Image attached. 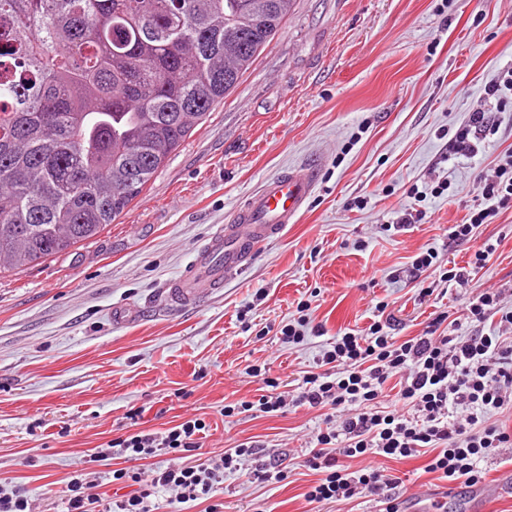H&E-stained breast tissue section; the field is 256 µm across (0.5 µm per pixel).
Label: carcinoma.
I'll return each instance as SVG.
<instances>
[{
    "mask_svg": "<svg viewBox=\"0 0 512 512\" xmlns=\"http://www.w3.org/2000/svg\"><path fill=\"white\" fill-rule=\"evenodd\" d=\"M293 0H0V271L115 223Z\"/></svg>",
    "mask_w": 512,
    "mask_h": 512,
    "instance_id": "cac0c4a2",
    "label": "carcinoma"
}]
</instances>
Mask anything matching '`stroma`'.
Here are the masks:
<instances>
[{"label":"stroma","instance_id":"stroma-1","mask_svg":"<svg viewBox=\"0 0 512 512\" xmlns=\"http://www.w3.org/2000/svg\"><path fill=\"white\" fill-rule=\"evenodd\" d=\"M512 68V0H294L292 13L233 90L192 131L120 222L69 253L0 273V487L21 486L41 512H58L72 471L112 440L204 419L207 461L245 442L285 460L282 481L257 483L250 463L225 478L223 512H306L320 477L305 460L325 426L305 406L268 416L225 406L254 398L260 378L294 386L315 370L326 340L362 331L386 303L393 336L422 334L441 312L465 321L483 288L512 293V208L481 225L496 250L468 285L437 271L414 275L427 248L441 266L467 264L474 243L449 237L476 205L475 177L512 152V110L492 111L493 132L472 159L449 158L448 141L483 105L484 87ZM317 166L308 207L258 244L250 264L221 290L186 306L164 288L188 265L210 228L268 179ZM447 182L445 196L429 194ZM416 187L428 197H406ZM422 221L394 230L405 209ZM431 288L421 297V288ZM310 301L297 345L277 330ZM132 318L114 323L112 310ZM249 309L248 324L238 313ZM431 453L359 457L401 477L410 492L437 493ZM482 483H459L426 508L400 497V512H512V447L481 463Z\"/></svg>","mask_w":512,"mask_h":512}]
</instances>
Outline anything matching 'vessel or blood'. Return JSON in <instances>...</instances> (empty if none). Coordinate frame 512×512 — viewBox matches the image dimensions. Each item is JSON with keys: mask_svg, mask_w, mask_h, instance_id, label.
<instances>
[{"mask_svg": "<svg viewBox=\"0 0 512 512\" xmlns=\"http://www.w3.org/2000/svg\"><path fill=\"white\" fill-rule=\"evenodd\" d=\"M312 168L292 169L271 180L237 206L230 224L217 227L185 271L168 281L169 301L187 305L223 287L225 274L247 265L253 247L293 221L317 184Z\"/></svg>", "mask_w": 512, "mask_h": 512, "instance_id": "vessel-or-blood-1", "label": "vessel or blood"}]
</instances>
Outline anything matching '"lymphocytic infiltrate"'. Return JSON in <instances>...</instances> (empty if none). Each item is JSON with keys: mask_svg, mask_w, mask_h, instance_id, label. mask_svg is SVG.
Listing matches in <instances>:
<instances>
[{"mask_svg": "<svg viewBox=\"0 0 512 512\" xmlns=\"http://www.w3.org/2000/svg\"><path fill=\"white\" fill-rule=\"evenodd\" d=\"M487 130L485 110L472 111L451 138L450 155L476 156ZM479 189L482 201L463 223L453 225L454 241H472L481 225L512 206V154L500 159L493 174L480 177ZM465 310V321L482 324L494 317L498 323L490 332L463 336L462 323L450 321L444 312L421 335L399 343L376 321L367 333L346 331L328 342L321 371L303 376L293 399L279 393L278 383L263 378L266 394L236 408L225 406L224 414H275L290 403L325 410L327 427L317 434L307 460L308 467L323 473L305 494L312 505L375 495L384 501L385 512H399L393 491L401 478L371 466L353 470L348 461L367 455L411 457L426 448L436 451L429 471L448 482L462 479L475 486L483 479L480 462L512 446V430L494 420L512 410V307L503 306L500 290L486 288L469 299ZM445 322L450 332L442 336L438 326ZM398 373L404 379L398 400L409 406L406 414L379 407L384 383ZM206 428L203 419L195 418L162 432L139 431L112 440L93 460L123 458L125 467L107 471L106 478L129 487V494L106 499L93 493L89 471L81 468L71 473L62 491V512H159L162 504L155 496L163 490L168 504L204 499L210 503L208 512H223L213 496L225 476L239 472L246 460L255 479H284L282 462L252 444L226 449L209 465L189 463ZM159 455L172 456L173 465L145 478L138 461Z\"/></svg>", "mask_w": 512, "mask_h": 512, "instance_id": "lymphocytic-infiltrate-1", "label": "lymphocytic infiltrate"}]
</instances>
